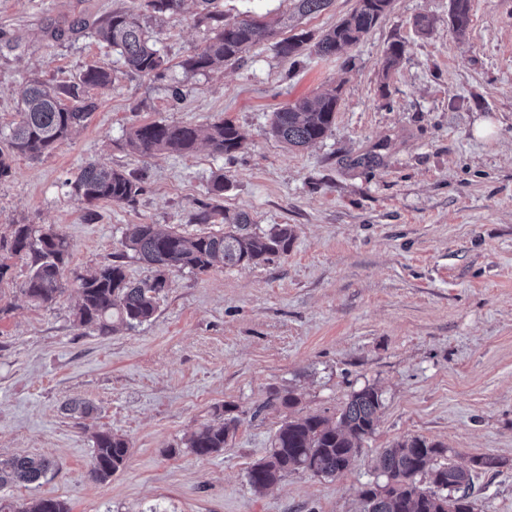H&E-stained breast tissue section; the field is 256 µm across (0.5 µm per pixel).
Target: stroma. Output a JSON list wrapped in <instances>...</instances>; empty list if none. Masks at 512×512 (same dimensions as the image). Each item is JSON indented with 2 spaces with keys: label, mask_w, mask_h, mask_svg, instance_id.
<instances>
[{
  "label": "stroma",
  "mask_w": 512,
  "mask_h": 512,
  "mask_svg": "<svg viewBox=\"0 0 512 512\" xmlns=\"http://www.w3.org/2000/svg\"><path fill=\"white\" fill-rule=\"evenodd\" d=\"M137 0H0L2 132L17 121L22 87L78 82L117 57L93 34ZM356 0H332L297 16L291 0H224L228 19L277 20L274 38L223 70L189 73L182 61L211 36L192 0L150 19L167 71L129 73L93 90L98 107L50 153L14 157L0 180V235L13 225L54 227L71 243L67 278L122 257L128 276L148 269L122 245L130 224L203 232L194 223L224 176L225 209L254 224L293 226L286 255L251 267L176 271L154 317L133 330L80 326L69 289L39 306L22 292L29 258H10L0 282V458L41 455L55 467L39 483L1 494L55 497L72 512H363L380 449L419 435L445 445L448 463L505 460L473 476L476 512H512V0H471L465 35L451 0H393L390 11L341 57L313 47L279 53L277 41L321 35ZM429 17V29L417 21ZM401 44L384 74L385 51ZM183 97L171 98V84ZM337 89L334 124L317 143L291 150L268 133L272 112ZM231 121L246 138L228 157L199 146L185 156L140 157L125 133L153 122ZM491 121V135L476 126ZM89 162L136 172L144 190L129 204L100 203L84 218L70 183ZM382 394L374 434L344 473H289L257 493L250 467L291 418L338 416L365 385ZM292 391L291 408L261 410ZM71 401L89 413H71ZM240 422L224 451L182 452L214 406ZM124 436L126 466L100 484L90 476L92 435Z\"/></svg>",
  "instance_id": "35a3bbf8"
}]
</instances>
